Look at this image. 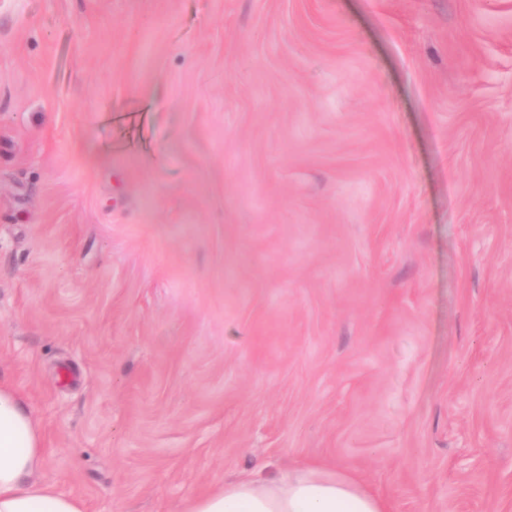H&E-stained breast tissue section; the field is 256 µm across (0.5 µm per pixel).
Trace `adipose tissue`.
I'll return each mask as SVG.
<instances>
[{"mask_svg": "<svg viewBox=\"0 0 512 512\" xmlns=\"http://www.w3.org/2000/svg\"><path fill=\"white\" fill-rule=\"evenodd\" d=\"M44 448L30 411L0 385V512H83L79 499L39 480ZM185 512H389V506L353 476L312 463L190 496Z\"/></svg>", "mask_w": 512, "mask_h": 512, "instance_id": "ef3b65f1", "label": "adipose tissue"}]
</instances>
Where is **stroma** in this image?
<instances>
[{
	"instance_id": "obj_1",
	"label": "stroma",
	"mask_w": 512,
	"mask_h": 512,
	"mask_svg": "<svg viewBox=\"0 0 512 512\" xmlns=\"http://www.w3.org/2000/svg\"><path fill=\"white\" fill-rule=\"evenodd\" d=\"M0 383L84 512H512V0H0ZM185 512H390L353 476L312 463L278 478L240 479L186 500Z\"/></svg>"
}]
</instances>
